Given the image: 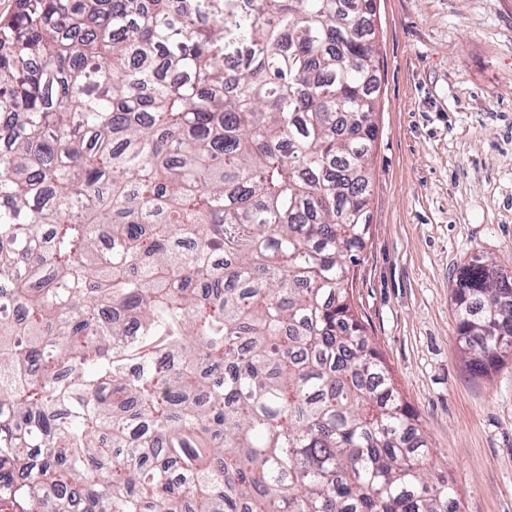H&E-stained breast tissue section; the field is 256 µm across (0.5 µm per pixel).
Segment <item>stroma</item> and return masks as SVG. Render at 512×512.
Segmentation results:
<instances>
[{
	"mask_svg": "<svg viewBox=\"0 0 512 512\" xmlns=\"http://www.w3.org/2000/svg\"><path fill=\"white\" fill-rule=\"evenodd\" d=\"M379 135L352 304L462 512H512V360L472 373L452 290L512 275V0H377Z\"/></svg>",
	"mask_w": 512,
	"mask_h": 512,
	"instance_id": "1",
	"label": "stroma"
}]
</instances>
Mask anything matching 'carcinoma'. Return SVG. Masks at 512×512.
Segmentation results:
<instances>
[{
	"mask_svg": "<svg viewBox=\"0 0 512 512\" xmlns=\"http://www.w3.org/2000/svg\"><path fill=\"white\" fill-rule=\"evenodd\" d=\"M375 0H18L0 25V497L462 512L351 303ZM471 369L512 358L474 255Z\"/></svg>",
	"mask_w": 512,
	"mask_h": 512,
	"instance_id": "obj_1",
	"label": "carcinoma"
}]
</instances>
